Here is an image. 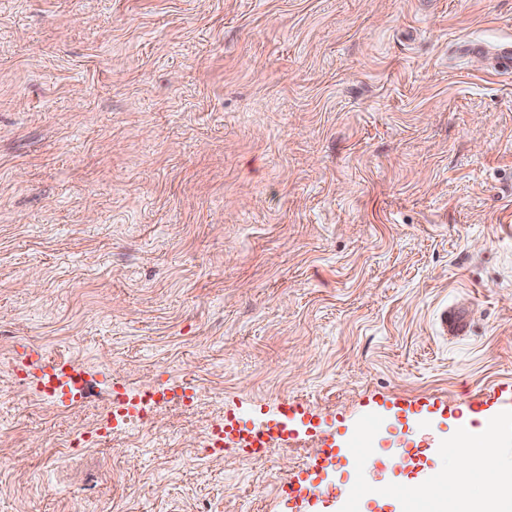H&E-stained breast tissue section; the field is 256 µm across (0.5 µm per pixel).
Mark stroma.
<instances>
[{
  "mask_svg": "<svg viewBox=\"0 0 512 512\" xmlns=\"http://www.w3.org/2000/svg\"><path fill=\"white\" fill-rule=\"evenodd\" d=\"M508 45L512 0H0V512L484 499L448 449L512 409ZM60 359L90 397L42 393ZM285 397L274 453H204ZM397 402L407 464L332 471ZM440 322L444 334L448 336H464L467 333V318L459 310L445 309L440 315Z\"/></svg>",
  "mask_w": 512,
  "mask_h": 512,
  "instance_id": "35a3bbf8",
  "label": "stroma"
}]
</instances>
